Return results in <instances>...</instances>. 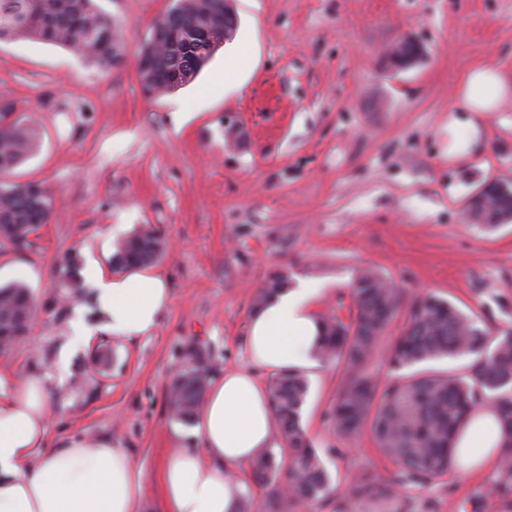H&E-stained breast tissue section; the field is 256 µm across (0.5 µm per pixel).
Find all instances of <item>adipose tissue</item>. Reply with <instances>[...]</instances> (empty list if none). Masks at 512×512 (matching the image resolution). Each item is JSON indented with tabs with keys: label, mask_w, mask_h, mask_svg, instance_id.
<instances>
[{
	"label": "adipose tissue",
	"mask_w": 512,
	"mask_h": 512,
	"mask_svg": "<svg viewBox=\"0 0 512 512\" xmlns=\"http://www.w3.org/2000/svg\"><path fill=\"white\" fill-rule=\"evenodd\" d=\"M512 97V81L499 68L481 64L462 79L448 118V155L474 153L481 116L498 111ZM82 275L91 287L98 327L80 314L69 321L73 341L96 331L121 339L149 334L171 299L165 280L141 267L119 277L105 276L94 264ZM304 283L278 291L250 316L246 346L251 369L225 373L207 390L197 419V448L179 447L162 465L165 512H238L243 484L236 471L274 443L266 388L253 367L271 373L313 364L322 334L314 299ZM47 387L38 377L0 374V512H138L146 492L145 474L111 437L79 435L48 439ZM503 434L496 414L476 409L453 454L456 472L495 463Z\"/></svg>",
	"instance_id": "1"
}]
</instances>
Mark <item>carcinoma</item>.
<instances>
[{
	"mask_svg": "<svg viewBox=\"0 0 512 512\" xmlns=\"http://www.w3.org/2000/svg\"><path fill=\"white\" fill-rule=\"evenodd\" d=\"M224 29V0H179L174 18L150 27L141 44V85L165 95L192 83L208 64V44ZM35 40L60 46L96 70L107 73L125 56L126 43L116 20L97 0H0V42ZM38 146V132L20 118L5 123L0 115V174L27 161ZM52 197L39 183L0 182V237L31 245L27 234L49 221ZM164 250L157 230L144 226L121 240L111 256L114 270L155 262ZM288 286L276 273L259 288L251 308ZM356 313L348 324L334 315L321 317L324 329L317 361L340 374L333 408L338 432L346 437L369 431L377 450L399 466L390 479L358 476L333 482L318 449L302 425L310 390L308 375L288 370L273 375L269 398L280 453L269 449L249 465L252 483L263 491L267 512H294L316 505L347 512L356 500L387 504L408 488H421L448 475L453 448L474 409L498 416L504 444L492 495L512 499V331L490 334L476 316L435 294L404 308L400 289L371 268H363L350 288ZM35 312L29 287H0V351L10 350L28 326L17 322ZM400 336L388 351L390 377L382 381L369 369L381 338L400 314ZM468 359L448 371L418 368L443 359ZM209 354L186 343L168 383L173 419L188 424L202 410L210 384Z\"/></svg>",
	"mask_w": 512,
	"mask_h": 512,
	"instance_id": "carcinoma-1",
	"label": "carcinoma"
}]
</instances>
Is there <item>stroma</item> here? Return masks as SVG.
<instances>
[{
	"mask_svg": "<svg viewBox=\"0 0 512 512\" xmlns=\"http://www.w3.org/2000/svg\"><path fill=\"white\" fill-rule=\"evenodd\" d=\"M119 23L127 60L100 73L64 48L0 43V103L37 128L36 154L4 181L41 183L53 212L30 248L0 244V285L26 283L37 304L26 336L0 352V372L47 380L49 436L108 435L141 466L140 512H162L158 480L174 436L198 446L168 412L167 384L186 340L211 354L214 376L246 368L251 297L273 274L318 290L316 311L350 321L351 285L371 268L405 301L435 293L472 308L490 333L512 329V223L488 234L469 197L512 183V98L483 122L481 150L449 159L448 107L478 63L512 78V0H235L248 39L240 80L210 82L216 52L191 84L145 97L135 60L169 0H99ZM411 38L414 68L388 69L385 51ZM239 127L245 143L225 140ZM155 227L166 250L152 269L172 300L149 335L100 333L70 342L73 307L88 324V291L64 288L61 261L111 273L117 242ZM109 349L107 366L95 353ZM302 423L332 449L336 482L397 473L369 433L346 438L329 417L338 374L309 370ZM490 469L449 473L398 499L394 512H512L488 493Z\"/></svg>",
	"mask_w": 512,
	"mask_h": 512,
	"instance_id": "1",
	"label": "stroma"
}]
</instances>
